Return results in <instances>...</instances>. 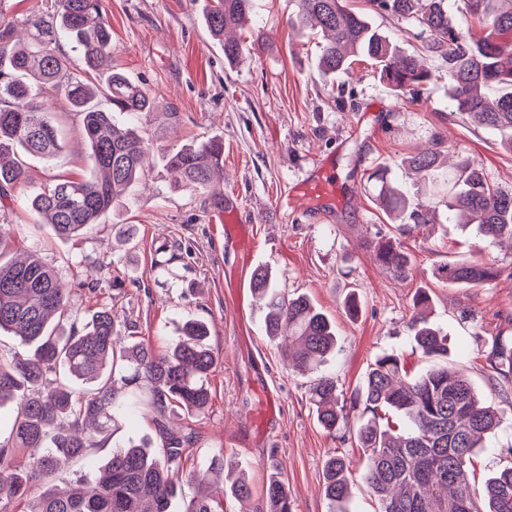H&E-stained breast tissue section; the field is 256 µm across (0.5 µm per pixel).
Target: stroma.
Returning <instances> with one entry per match:
<instances>
[{
    "label": "stroma",
    "mask_w": 512,
    "mask_h": 512,
    "mask_svg": "<svg viewBox=\"0 0 512 512\" xmlns=\"http://www.w3.org/2000/svg\"><path fill=\"white\" fill-rule=\"evenodd\" d=\"M112 26V67L154 99L139 116L115 113L116 123L137 127L149 140L151 160L140 180L99 223L64 239L41 223L27 193H15L8 211L10 242L0 258L29 252L52 263L68 288L70 309L85 318L111 306L126 335L155 350L175 342L186 320L207 324L218 358L205 414L174 415L194 430L184 453L185 470L206 469L223 454L233 476L245 477L251 494L221 499L223 512H266L270 467L279 468L292 512H329L322 491L323 466L336 454L349 461L350 512H377L362 480L366 455L354 430L320 426L310 403V374L289 368L287 353L264 327L255 298L253 271H270L279 288L308 296L336 325V351L322 367L349 398L378 354L397 351L412 373L430 363L413 352V300L427 291L432 326L448 337V361L461 369L486 405L503 408L488 354L494 340L512 341V247L482 239L476 225L459 224L437 203L428 224L392 223L377 207L371 173L395 166L409 153L443 141L453 160L470 159L486 180L512 190V155L499 135L455 112L448 80L430 83L421 95L392 91L373 67L356 63L352 73L317 75L313 41L288 25L295 0H254L251 22L239 31L246 52L233 65L204 24L210 0H103ZM367 12L404 52L421 50L420 28L371 10L367 0H348ZM52 119L63 133L49 160L26 157L32 186L88 174L83 117L54 97ZM218 137L224 142L221 198L176 183L169 153ZM332 167L340 198L326 215L312 209L280 210V191L301 181L317 161ZM236 211L248 240L226 235L220 218ZM392 239L411 259L400 277L374 260L378 241ZM484 259L500 277L483 288H461L440 279L452 262ZM92 287H84L85 278ZM359 303L357 317L344 309ZM158 445L151 414L137 415L115 434L102 436L90 462H76L69 477L95 481L114 448L127 436ZM512 420L486 436L467 472L483 487L506 462Z\"/></svg>",
    "instance_id": "1"
}]
</instances>
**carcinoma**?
<instances>
[{
  "instance_id": "1",
  "label": "carcinoma",
  "mask_w": 512,
  "mask_h": 512,
  "mask_svg": "<svg viewBox=\"0 0 512 512\" xmlns=\"http://www.w3.org/2000/svg\"><path fill=\"white\" fill-rule=\"evenodd\" d=\"M375 10L411 18L421 28L422 49L440 60L448 74L449 95L456 111L474 125L501 133L512 152V0H465L467 12L482 32L463 28L448 12V0H368ZM253 0H213L205 16L212 36L223 43L224 59L242 56L243 44L224 37L228 29L247 23ZM291 28L320 40L317 71L325 78L351 68L363 57L378 67L379 79L396 92L421 91L433 72L416 54L402 53L393 39L374 27L365 13L345 0H296ZM74 41L86 72L107 75L92 85L71 74V60L57 48ZM502 94L488 101L483 88ZM61 94L84 116L88 164L93 176L62 180L32 192L31 207L61 237H77L99 222L144 172L150 145L141 132L118 126L114 112H149L147 91L112 69V28L103 0H53V9L33 12L17 23L0 24V246L6 241L4 199L29 188L27 171L17 150L49 159L60 149L57 128L49 119L48 91ZM104 98L112 109L99 107ZM438 148L406 157L401 168L439 186L444 166ZM224 163V142L208 139L169 154L180 182L195 190L210 188L215 170ZM375 201L391 218L428 223L429 210L414 207L389 167L371 175ZM448 210L477 224L485 239L512 240V191L490 185L479 165L461 161L448 171ZM375 259L405 276L410 257L391 241H380ZM492 262H456L441 268L450 285L481 288L500 276ZM250 288L264 302L268 336L299 345L295 367L315 375L310 402L318 423L332 432L354 418L360 447L367 452L364 482L378 500V512H512V461L488 480L485 504L466 477L476 449L486 434L503 422V414L482 403L473 384L448 366V336L428 325L426 291L417 294L411 322L415 349L437 366L408 377L406 358L384 353L369 366L349 404L339 401L335 378L323 373L336 348L330 318L305 295L277 288L266 269L252 273ZM69 310V294L54 266L36 253L22 260L0 259V330L19 336L26 356L0 359V406L18 401L12 426V447L28 451V462L13 459L0 448V512H13L24 500L27 512H167L183 473L184 452L193 432L165 422L179 408L191 415L210 403L207 378L217 359L207 339L208 327L186 321L182 338L164 352L134 341L120 346L112 308L103 306L69 331L53 324ZM508 396L512 382V346L495 344L489 352ZM137 413H151L161 448L130 437L112 451L99 479L89 484L64 476L68 464L86 456L97 441L80 431L91 420L97 433L117 432ZM224 471L220 455L204 472H190L186 481L206 484ZM323 492L330 512H344L349 499L348 463L333 455L324 464ZM267 512H291L288 490L278 473L269 475Z\"/></svg>"
}]
</instances>
